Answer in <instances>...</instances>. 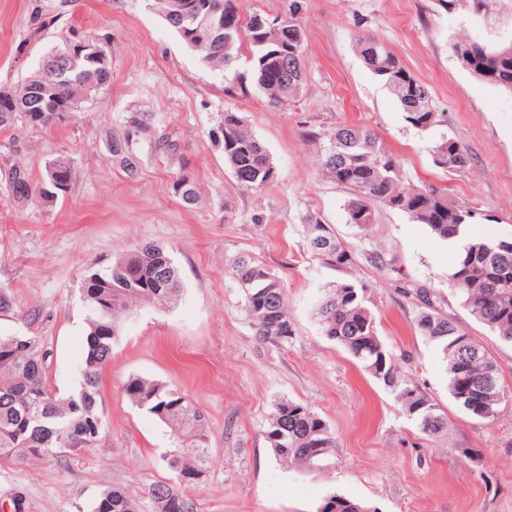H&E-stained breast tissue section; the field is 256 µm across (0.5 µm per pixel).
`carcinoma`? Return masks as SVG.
I'll return each instance as SVG.
<instances>
[{"mask_svg": "<svg viewBox=\"0 0 512 512\" xmlns=\"http://www.w3.org/2000/svg\"><path fill=\"white\" fill-rule=\"evenodd\" d=\"M198 11L189 16L168 15L165 20L180 37L197 30L215 0H196ZM224 37L209 39L199 51L204 63L224 71L245 60L253 88L264 93L273 105L296 99L303 87L304 33L296 12L284 14L281 33L259 29L254 13L235 14L239 0H223ZM284 53L285 66L297 73L280 87L282 67L265 63L273 48ZM461 63L479 80L512 91V44L488 48L478 42L459 39L453 44ZM364 62L383 82L403 109L405 120L423 132L438 122L429 88L418 81L400 59L382 42L359 40ZM65 49L48 55L59 61L61 71L50 77L37 74L44 89L32 94L27 110L14 115L32 127L57 123L56 115L84 96L108 83L111 65L105 48L93 45L76 63H69ZM221 145L224 159L236 181L245 187L269 182L274 169L265 147L250 134L241 116L224 113ZM435 166L446 171L469 167V151L452 138H442L431 149ZM320 163L330 179L350 191V223L362 230L374 223L375 208L385 205L405 213L411 221L427 226L444 241L456 240L469 232L479 212L448 197V191L434 186L414 188L404 182L399 159L375 133L355 125H343L330 134L323 146ZM71 163L55 155L45 163L42 181H33L28 169L11 168L8 189L19 203L33 199L53 201L68 190ZM308 248L338 265L352 262L325 224L306 225ZM233 275L242 291L244 309L264 342L286 343L294 336L286 288L269 268L242 255L233 261ZM448 288L468 314L487 326L501 341L512 343V236L473 238L457 253L448 273ZM182 291L177 267L163 247L145 243L125 257L89 270L82 285V299L88 313L89 333L79 389L60 395L45 380L44 353L37 336H0V458L22 460L58 459L67 453L93 447L103 432L100 405V374L112 362V345L119 319L136 304L147 301L166 306ZM367 285L345 282L329 289L320 299L317 315L321 331L373 377L389 387L397 400L412 397L404 411L427 437L448 429V419L439 405L410 378L399 373L392 351L381 339L376 315L367 304ZM416 323L419 331L437 348L446 363L448 394L473 420L491 424L498 419L508 399L492 390L480 391L494 379L498 390L504 382L490 353L455 321L440 313L429 291H415ZM133 402L156 415L172 431L178 447L166 458L176 484L158 482L149 495L159 512H193L194 503L185 489L203 477L210 458L204 415L196 403L159 381L136 378L126 388ZM276 456L299 468L311 459L326 463L336 448V437L327 422L307 406L292 400L274 404L272 419L265 430ZM92 512H141L139 502L119 487H110L96 498ZM321 512H371L361 504L332 495Z\"/></svg>", "mask_w": 512, "mask_h": 512, "instance_id": "carcinoma-1", "label": "carcinoma"}]
</instances>
